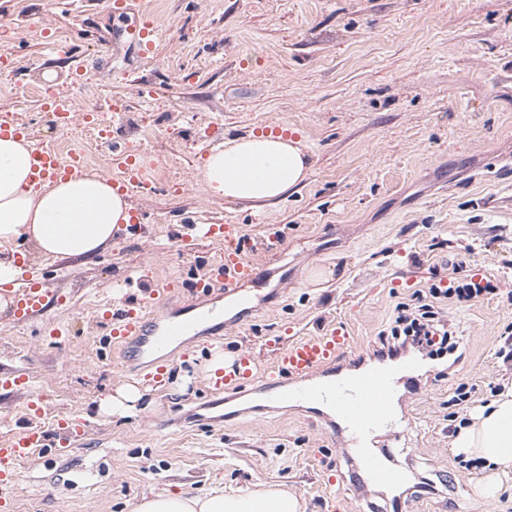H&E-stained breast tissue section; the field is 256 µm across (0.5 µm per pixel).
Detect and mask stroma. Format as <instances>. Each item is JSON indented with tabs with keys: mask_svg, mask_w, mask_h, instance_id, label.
I'll return each instance as SVG.
<instances>
[{
	"mask_svg": "<svg viewBox=\"0 0 512 512\" xmlns=\"http://www.w3.org/2000/svg\"><path fill=\"white\" fill-rule=\"evenodd\" d=\"M123 15L112 0H0V114L33 142L61 137L51 92H73L77 113L121 102L112 139L160 161L153 193L132 197L140 221L92 257L30 265L34 278L66 295L18 324L0 309V372L25 375L26 389L0 388V444L39 401L44 422L87 421L88 434L64 458L43 448L24 464L11 494L15 512H131L143 495L188 496L279 485L302 512H385L396 490L368 487L357 497L350 461L327 426L282 405L230 426L185 422L208 400L204 376L215 353L251 352L270 362L271 337L309 336L345 323L355 351L371 356L398 303L447 279L448 256L491 281L494 293L450 305L463 357L453 374L422 382L403 397L419 427L394 449L405 471L400 490L414 512H512V471L495 477L465 468L452 441L462 420L512 385L495 356L512 323V0H141ZM150 20L159 30L150 57L131 52L105 70L82 62L118 33ZM80 70V88L69 76ZM287 124L301 138L311 172L276 202L211 198L199 169L202 141ZM86 143L85 124L63 135ZM237 224L262 239L281 225L280 243L258 254L272 293L221 343L191 331L173 349L190 355L169 367L165 391L148 385L144 360L121 367L97 316L134 300L136 268L190 288L220 240L196 224ZM468 402L451 406L458 385ZM131 386L139 398L118 415L98 404ZM179 420L168 431L162 421ZM446 474L429 491L422 478Z\"/></svg>",
	"mask_w": 512,
	"mask_h": 512,
	"instance_id": "obj_1",
	"label": "stroma"
}]
</instances>
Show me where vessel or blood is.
Here are the masks:
<instances>
[{"mask_svg":"<svg viewBox=\"0 0 512 512\" xmlns=\"http://www.w3.org/2000/svg\"><path fill=\"white\" fill-rule=\"evenodd\" d=\"M158 39L151 24H143L131 33L126 44L115 43L104 47L97 55L96 67H107L123 48L150 55ZM52 122L58 130H66L72 123L75 105L72 97L57 96L49 106ZM35 159L33 179L44 182L58 176H72L87 169L85 151L71 146L67 154H60L53 146L38 142L32 146ZM157 161L148 154L133 157L127 151L110 154L109 166L117 172V185L130 195L149 194L152 191L146 176ZM199 234L222 241L213 268L201 275L195 284L192 303L176 306V288L169 282H158L150 273L139 272L136 281L142 284V296L127 305L120 313L104 312L109 336L119 346L121 359L129 361L144 355H153V369L146 373L147 381L161 386L167 381L169 367L165 349L182 338L201 319L200 309L207 307L214 293L233 298L239 310L233 324H241L244 313L250 312L254 298L246 294L245 286H261L263 270L249 254L252 244L237 224H203ZM62 297L45 282L24 274L22 283L13 291L11 315L14 321L25 323L42 311L49 302H61ZM355 342L345 324L338 323L313 336L279 344L272 364L263 365L251 353L235 357L224 370L207 375L210 390L208 408H221L222 421L234 419V412L225 410L227 395L249 392L257 397L258 411L272 405L292 402L307 409L312 417L327 422L333 436L351 435L358 444L356 453L360 473L355 482L360 486L396 487L403 483L404 474L391 466L386 457L370 452L366 442L378 428L393 419H401L404 427H411V414L396 415L394 402L400 391H412L416 382L418 364L415 359L396 360L384 357L360 365L357 372H348L344 358ZM87 425L78 418L65 416L57 419L54 431H47L37 423L0 444V512H14V503L6 489L14 484L18 469L26 463L33 451L51 447L56 455L71 451L72 440L84 435Z\"/></svg>","mask_w":512,"mask_h":512,"instance_id":"obj_1","label":"vessel or blood"}]
</instances>
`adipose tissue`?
<instances>
[{"label":"adipose tissue","instance_id":"adipose-tissue-1","mask_svg":"<svg viewBox=\"0 0 512 512\" xmlns=\"http://www.w3.org/2000/svg\"><path fill=\"white\" fill-rule=\"evenodd\" d=\"M32 147L25 136L0 135V285L16 283L22 270L14 244L32 242L37 255L90 256L112 243L129 224L132 205L97 172L30 182ZM311 171L302 141L249 133L213 148L201 167L212 197L267 203L304 182ZM453 446L483 467H512V387L503 389L470 423L461 426ZM288 491L262 488L236 496L176 491L141 498L133 512H299Z\"/></svg>","mask_w":512,"mask_h":512}]
</instances>
